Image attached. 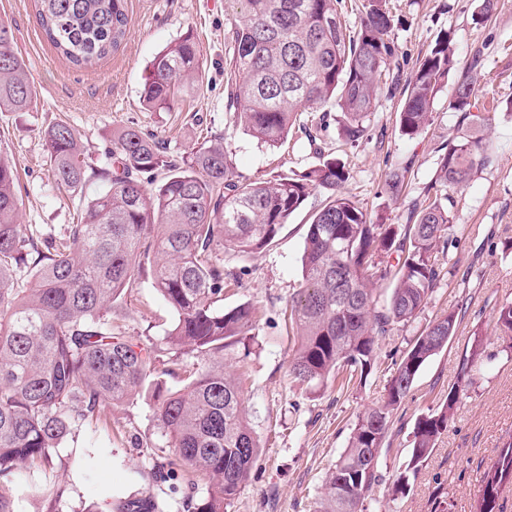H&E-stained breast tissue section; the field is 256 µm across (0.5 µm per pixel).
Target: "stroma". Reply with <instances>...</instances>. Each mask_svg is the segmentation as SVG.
Returning <instances> with one entry per match:
<instances>
[{
  "label": "stroma",
  "instance_id": "35a3bbf8",
  "mask_svg": "<svg viewBox=\"0 0 512 512\" xmlns=\"http://www.w3.org/2000/svg\"><path fill=\"white\" fill-rule=\"evenodd\" d=\"M480 0H389L400 23L392 36L399 47L390 70L407 78L439 33H447L461 71L477 79L476 107L488 121L482 135L490 160L454 192V236L458 246L444 265L421 319L397 328L380 347L375 365L361 386L328 387L312 394L290 386L288 365L295 338L284 309L301 281V257L314 214L329 192L316 188L281 229L275 243L243 257L232 247L215 253L224 265V307L251 303L256 309L254 343L246 359L225 358L235 374L259 441L251 477L227 512H313L325 474L345 448L357 412L385 397L390 350L406 347L427 321L456 311L461 319L447 349L421 368L410 396L396 415L386 446L382 481L368 512H471L479 481L498 450L512 441V337L496 326L497 309L512 301V0H498L483 25L473 17ZM130 19L120 48L91 69L72 66L47 41L34 0H0V21L14 35V47L27 64L38 98L33 112H0V155L19 174L24 229L59 234L77 215L71 197L50 175L42 129L66 121L85 143L95 165L111 163L114 132L137 127L155 134L179 156L198 142L223 136L224 148L241 181L292 174L326 157L344 163L349 179L344 193L370 218L407 223L424 205L434 182L440 148L466 128L451 106L453 89L437 95L431 123L415 138L399 131L400 96L379 94L367 139L348 143L338 112H317L322 130L308 142L292 130L282 147L257 144L246 131L227 129L224 90L231 24L224 0H126ZM194 31L204 63L203 77L173 111L148 112L140 92L153 57L186 31ZM478 68H471L473 57ZM408 167L399 196L384 191L391 171ZM172 313L142 277L112 306V327L136 340L160 345L163 359L191 363L186 351L165 346ZM482 326L488 346L474 371V383L432 456L409 479L405 494L391 486L410 459L414 422L446 397L460 374V355L472 329ZM168 455V437L158 425L148 398L102 407L97 420L60 448L50 478L62 491L48 503L28 470L14 479L17 512H85L102 505L106 492L122 495L151 489V472Z\"/></svg>",
  "mask_w": 512,
  "mask_h": 512
}]
</instances>
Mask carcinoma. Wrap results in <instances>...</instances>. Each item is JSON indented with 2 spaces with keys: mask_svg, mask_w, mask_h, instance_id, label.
Masks as SVG:
<instances>
[{
  "mask_svg": "<svg viewBox=\"0 0 512 512\" xmlns=\"http://www.w3.org/2000/svg\"><path fill=\"white\" fill-rule=\"evenodd\" d=\"M341 0H231L233 74L226 86V120L257 143L276 147L304 113L333 106L345 117L352 144L368 135L382 78L398 56L387 0H364L358 25L343 19ZM40 26L57 54L80 68L112 55L126 36V0H35ZM190 32L150 62L141 91L148 112H170L202 73ZM453 85L463 119L483 121L475 83L458 73L448 34H439L417 62L402 94L399 129L408 136L429 126L437 93ZM36 90L14 50L12 30L0 22V112H31ZM43 141L54 183L79 198L77 221L36 242L19 224L22 200L11 162L0 156V512H15L10 484L17 470L40 474L68 438L79 435L100 408L150 393L154 414L169 437V458L152 473L167 497L150 491L114 496L107 512H224L244 489L258 455L239 382L224 371V353L253 329V309L224 311V265L214 259L228 243L243 254L269 247L314 187L331 199L308 225L302 281L289 305L297 347L289 375L318 393L330 383L363 381L392 331L424 312L440 276L439 256L456 247L450 192L464 186L490 158L489 146L470 136L448 142L438 158L428 204L409 224L371 220L345 196L349 178L334 159L291 176L244 183L235 175L222 138L206 140L179 158L136 127L112 139L121 172L94 166L80 136L64 121L48 125ZM150 178L153 188L144 185ZM105 189L84 195L88 182ZM25 268L28 288L15 287ZM150 273L172 311L171 347L189 345L196 366L179 389L154 378L160 361L153 344L112 332V304ZM459 314L426 324L392 367L382 405L359 412L348 443L323 479L314 512H366L381 480L386 438L413 391L423 364L448 346ZM497 327L512 335V302L501 304ZM485 352L473 330L462 354L464 378L413 427L406 474L409 486L433 453L467 397L472 366ZM206 482L199 490V481ZM512 484V442L483 472L473 512H495L500 490Z\"/></svg>",
  "mask_w": 512,
  "mask_h": 512,
  "instance_id": "cac0c4a2",
  "label": "carcinoma"
}]
</instances>
